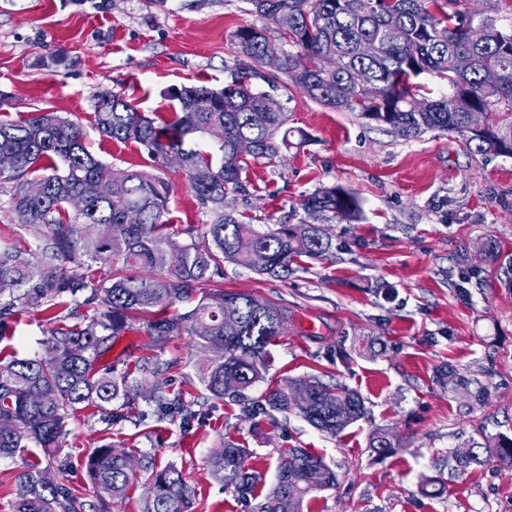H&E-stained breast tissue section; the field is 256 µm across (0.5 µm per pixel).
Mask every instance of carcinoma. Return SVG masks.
I'll list each match as a JSON object with an SVG mask.
<instances>
[{
  "label": "carcinoma",
  "instance_id": "cac0c4a2",
  "mask_svg": "<svg viewBox=\"0 0 512 512\" xmlns=\"http://www.w3.org/2000/svg\"><path fill=\"white\" fill-rule=\"evenodd\" d=\"M255 11L275 25L290 48L276 61L262 52L268 28L241 26L234 34L246 59L232 81L217 91L207 86L178 89L170 96L179 109L146 114L108 91L97 96L94 122L107 138L134 143L163 167L178 157L198 202L215 213L206 225L211 244L195 241L197 225L179 230L164 220L170 181L144 170H117L86 148L82 129L53 112H32L18 120L0 119V153L15 167L0 172V192L8 195L15 223L36 238V251L0 247V334L17 309L37 313L49 325L44 353L18 358L0 353V458L35 446L43 457L18 476L13 512H85L75 491L55 481L51 470L68 420L87 409L108 424L140 414L139 400L153 402L158 420L193 424L197 414L184 392L154 381L148 390L116 375L102 358L134 321L146 324L157 340L187 334L207 354L197 377L208 398L228 400L247 417L296 411L314 428L335 435L365 417L361 397L346 387L330 388L315 378L297 379L261 399L248 391L263 379L268 346L284 330L286 316L275 302L251 294L212 288L229 261L260 274L286 279L304 258L318 259L332 248L325 225L354 224L362 208L351 190L334 185L305 196V217L276 224L265 232L224 211L229 189L241 187L251 163L271 164L290 146L284 127L288 114L271 97L252 90L260 79L288 84L337 111L357 112L387 127L398 125L404 138L430 131L456 133L479 155L512 156V30L497 27L482 13L457 8L460 0H251ZM288 13V27L280 25ZM377 51L360 53L364 40ZM322 55L335 58L330 72L317 68ZM498 71L485 82L488 68ZM423 74L448 81L452 92L438 98L419 91ZM471 112L494 115L483 131L467 128ZM212 138L205 150L197 135ZM248 139L255 151L235 152ZM41 184L32 198L26 187ZM190 242L174 246L173 236ZM111 266L108 279L96 264ZM188 311L167 314L177 301L204 289ZM93 312L88 323L79 309ZM118 401L120 405L112 407ZM369 447L380 455L400 447L397 438L377 431ZM499 465L512 469V439L493 445ZM249 449L231 440L207 460L224 489L234 492L244 512H304L316 491L336 486L335 471L305 448L280 454L276 481L258 490L263 474L248 464ZM135 460L112 443L94 449L84 467L98 501H123L133 484ZM147 493L142 512H187L194 492L174 465H142Z\"/></svg>",
  "mask_w": 512,
  "mask_h": 512
}]
</instances>
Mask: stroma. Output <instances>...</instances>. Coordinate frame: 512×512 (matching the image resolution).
Segmentation results:
<instances>
[{
    "label": "stroma",
    "instance_id": "1",
    "mask_svg": "<svg viewBox=\"0 0 512 512\" xmlns=\"http://www.w3.org/2000/svg\"><path fill=\"white\" fill-rule=\"evenodd\" d=\"M266 26L250 0H0V93L6 112L36 110L78 124L89 151L112 167L155 171L146 151L102 136L93 121L103 90L145 112H171V91L222 89L239 66L234 33ZM289 116L291 146L275 164H251L226 201L264 231L288 222L302 196L343 185L361 201L363 220L332 223V248L285 281L225 263L221 288L267 298L286 313L253 396L315 376L356 391L367 413L336 435L300 415L244 417L219 400L198 404L194 337L154 341L145 326L120 335L108 357L116 373L140 358L164 366L169 389L186 390L200 417L190 430L144 419L112 425L80 413L60 443L62 482L87 502L95 496L80 462L112 442L135 460L181 469L195 491L193 512H242L205 464L231 440L249 448L266 485L282 450L305 448L336 472L334 488L313 493L309 512H512V471L490 445L512 438V157L470 153L457 135L432 131L404 139L356 112H338L293 87L252 80ZM166 217L174 227L208 224L182 173ZM495 241L487 261L483 245ZM47 326L23 309L0 348L42 353ZM383 429L401 447L369 446ZM479 463L459 467L467 449Z\"/></svg>",
    "mask_w": 512,
    "mask_h": 512
}]
</instances>
